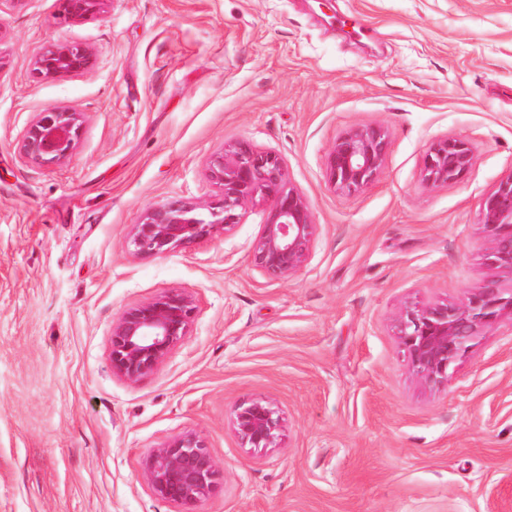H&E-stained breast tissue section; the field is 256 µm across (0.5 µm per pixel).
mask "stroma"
<instances>
[{
	"instance_id": "1",
	"label": "stroma",
	"mask_w": 512,
	"mask_h": 512,
	"mask_svg": "<svg viewBox=\"0 0 512 512\" xmlns=\"http://www.w3.org/2000/svg\"><path fill=\"white\" fill-rule=\"evenodd\" d=\"M57 0L0 5V512H180L142 479L153 448L200 436L222 478L194 512H512V317L428 382L406 311L486 282V195L512 173V0H107L80 23ZM355 19L367 39L347 36ZM52 42L92 71L35 78ZM82 112L79 148L26 163L47 106ZM355 127L391 149L364 190L326 159ZM465 140L460 182L422 183L425 151ZM246 142L282 159L315 235L301 270L250 262L259 211L162 257L127 237L149 205L217 202L206 163ZM193 296L192 332L153 372L112 371L113 323L164 291ZM278 409L271 448L239 406ZM233 425L240 440L252 448L273 447L282 426L278 410L265 399L240 406Z\"/></svg>"
}]
</instances>
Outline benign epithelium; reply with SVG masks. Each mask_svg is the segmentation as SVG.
Wrapping results in <instances>:
<instances>
[{
  "mask_svg": "<svg viewBox=\"0 0 512 512\" xmlns=\"http://www.w3.org/2000/svg\"><path fill=\"white\" fill-rule=\"evenodd\" d=\"M106 0H59L60 14L75 23L99 13ZM92 51L70 42L52 43L29 61L32 74L57 81L93 69ZM84 115L47 106L24 127L19 151L29 164L62 165L77 151ZM390 135L382 128L357 127L336 139L327 158V178L343 192L372 183L384 167ZM475 164L471 147L460 139L431 145L422 158V180L430 187L455 183ZM208 177L220 192L214 206L169 200L147 207L131 225L129 245L139 256H164L177 247L224 233L241 223L250 208L263 214L252 244L253 265L267 278L283 280L308 260L314 239V216L309 202L287 182L286 168L273 152L236 144L208 160ZM481 223L493 233L491 258L512 273V173L483 199ZM505 314L512 316V295L505 298L492 280L470 293L460 305H432L408 312L400 336L413 369L428 381L448 377V367ZM195 303L191 296L163 292L137 304L112 325V371L134 382L154 371L192 331ZM234 430L252 448H271L280 429L278 410L265 399L240 406ZM152 493L184 507L208 498L220 479L204 441L187 433L153 449L143 466Z\"/></svg>",
  "mask_w": 512,
  "mask_h": 512,
  "instance_id": "1",
  "label": "benign epithelium"
}]
</instances>
